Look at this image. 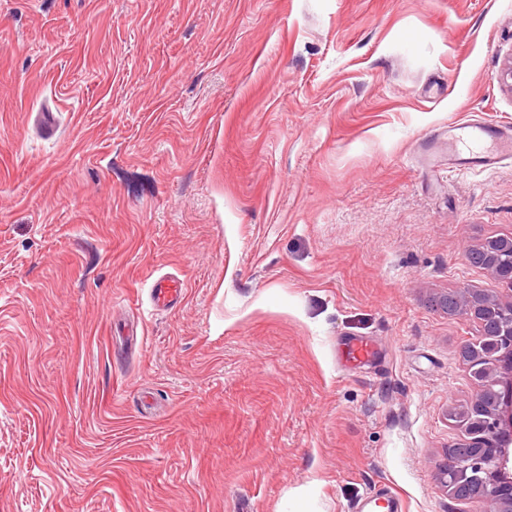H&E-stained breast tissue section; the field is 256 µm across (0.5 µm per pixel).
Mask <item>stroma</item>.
I'll use <instances>...</instances> for the list:
<instances>
[{
  "mask_svg": "<svg viewBox=\"0 0 512 512\" xmlns=\"http://www.w3.org/2000/svg\"><path fill=\"white\" fill-rule=\"evenodd\" d=\"M510 64L512 0H0V512H489L434 302L512 301V157L446 145ZM485 247L490 257L488 269L494 277L512 290V238L491 240L485 244ZM486 250L484 247L474 249L470 253V250H466L465 255L469 253L468 260L472 265L486 268L489 261ZM502 254H507L510 258L507 261L501 260ZM184 283L170 276H160L150 288V300L155 309L174 307L184 294Z\"/></svg>",
  "mask_w": 512,
  "mask_h": 512,
  "instance_id": "obj_1",
  "label": "stroma"
}]
</instances>
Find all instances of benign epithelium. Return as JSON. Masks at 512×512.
<instances>
[{"label":"benign epithelium","mask_w":512,"mask_h":512,"mask_svg":"<svg viewBox=\"0 0 512 512\" xmlns=\"http://www.w3.org/2000/svg\"><path fill=\"white\" fill-rule=\"evenodd\" d=\"M490 257L489 270L507 288H512V238L485 244ZM512 302L504 304L487 298L466 297L463 317L477 322L481 339L468 345L483 351L467 359L479 392L460 411L466 423L472 452L462 458L448 457L438 473V483L447 492L460 481L481 484L479 500L496 506L495 512H512V333L503 328Z\"/></svg>","instance_id":"7a95c632"}]
</instances>
